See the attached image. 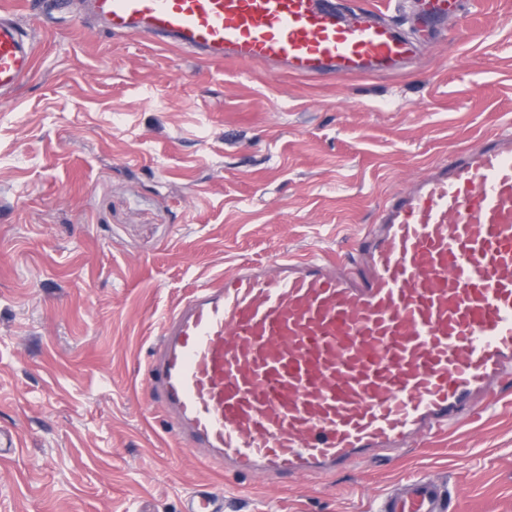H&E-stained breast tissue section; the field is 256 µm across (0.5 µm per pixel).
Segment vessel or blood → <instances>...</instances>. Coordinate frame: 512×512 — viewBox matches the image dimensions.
Instances as JSON below:
<instances>
[{"label": "vessel or blood", "mask_w": 512, "mask_h": 512, "mask_svg": "<svg viewBox=\"0 0 512 512\" xmlns=\"http://www.w3.org/2000/svg\"><path fill=\"white\" fill-rule=\"evenodd\" d=\"M112 37L261 64L311 80L401 71L419 53L378 12L334 0H83ZM461 0H417L435 32ZM35 46L0 12V95L30 77ZM336 261L293 252L242 262L161 322L150 397L176 436L237 476L324 477L472 418L512 377V131L456 151L386 198ZM416 477L378 512H448ZM182 512H224L202 486Z\"/></svg>", "instance_id": "1"}]
</instances>
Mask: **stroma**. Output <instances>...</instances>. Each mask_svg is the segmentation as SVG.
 Instances as JSON below:
<instances>
[{
	"instance_id": "stroma-1",
	"label": "stroma",
	"mask_w": 512,
	"mask_h": 512,
	"mask_svg": "<svg viewBox=\"0 0 512 512\" xmlns=\"http://www.w3.org/2000/svg\"><path fill=\"white\" fill-rule=\"evenodd\" d=\"M35 40L0 98V512H376L399 481L512 512V383L388 463L259 480L209 466L145 382L162 317L225 269L354 254L386 197L512 128V0H480L405 71L336 81L216 64L0 0ZM182 512H224V494L200 486L186 496Z\"/></svg>"
}]
</instances>
